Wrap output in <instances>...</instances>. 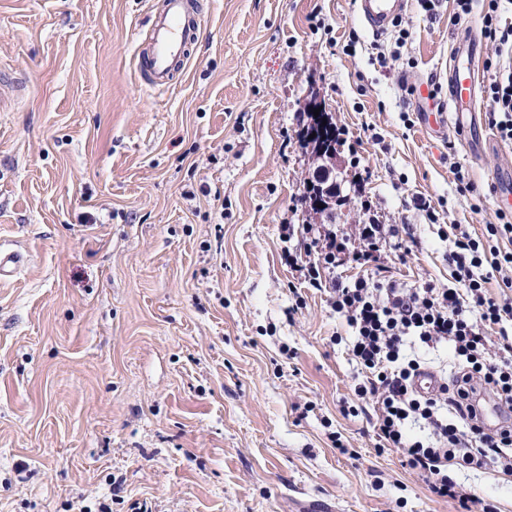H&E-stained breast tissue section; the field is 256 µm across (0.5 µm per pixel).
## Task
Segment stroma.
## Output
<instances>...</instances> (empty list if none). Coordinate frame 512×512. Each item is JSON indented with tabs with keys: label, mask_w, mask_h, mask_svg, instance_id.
I'll return each mask as SVG.
<instances>
[{
	"label": "stroma",
	"mask_w": 512,
	"mask_h": 512,
	"mask_svg": "<svg viewBox=\"0 0 512 512\" xmlns=\"http://www.w3.org/2000/svg\"><path fill=\"white\" fill-rule=\"evenodd\" d=\"M157 2L0 0V82L22 84L0 112V251L21 256L0 280V512H460L382 447L372 409L343 414L351 330L280 227L317 221V108L340 132L336 231L407 225L388 278L453 285L445 234L494 221L512 143L483 96L476 128L433 137L414 90L447 100L463 34L494 58L483 0L464 27L453 0H408L380 35L356 0H197L164 92L137 71ZM448 474L472 512H512V475Z\"/></svg>",
	"instance_id": "35a3bbf8"
}]
</instances>
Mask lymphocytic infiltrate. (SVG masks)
I'll return each instance as SVG.
<instances>
[{"label":"lymphocytic infiltrate","instance_id":"1","mask_svg":"<svg viewBox=\"0 0 512 512\" xmlns=\"http://www.w3.org/2000/svg\"><path fill=\"white\" fill-rule=\"evenodd\" d=\"M501 2L488 0L482 16L481 32L496 45V60L486 66L485 92L490 125L511 143L512 24L502 25ZM300 230L310 239L304 253L289 250L285 256L307 287L327 293L331 310L351 329V353L359 367L354 394L373 406L384 447L399 450L406 467L424 473L435 495L464 506L469 498L457 491L449 465L511 474L512 212H498L481 237L464 230L456 234L448 254L452 288L430 281L409 287L382 275L324 278L339 256L366 268L379 261L382 250L403 249L398 225L373 220L357 225L351 237L323 224ZM494 272L502 276L496 295L487 289ZM492 326L497 336L488 335ZM412 343L452 346L459 372L432 394H419L413 380L421 363L408 352ZM489 402L508 411L504 425L492 431L481 419ZM412 423L428 429V437H411Z\"/></svg>","mask_w":512,"mask_h":512}]
</instances>
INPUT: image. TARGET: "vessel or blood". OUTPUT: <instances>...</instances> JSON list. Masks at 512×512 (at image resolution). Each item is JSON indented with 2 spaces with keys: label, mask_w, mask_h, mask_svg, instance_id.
<instances>
[{
  "label": "vessel or blood",
  "mask_w": 512,
  "mask_h": 512,
  "mask_svg": "<svg viewBox=\"0 0 512 512\" xmlns=\"http://www.w3.org/2000/svg\"><path fill=\"white\" fill-rule=\"evenodd\" d=\"M406 7V0H358V12L374 34L387 31ZM198 24L192 0H163L149 27L148 43L139 53V65L156 91L170 88L175 72L187 66ZM478 47L470 40L456 43L448 72V110L428 113L429 127L442 131L449 119H463L474 110L477 88L473 63Z\"/></svg>",
  "instance_id": "b4317fda"
}]
</instances>
